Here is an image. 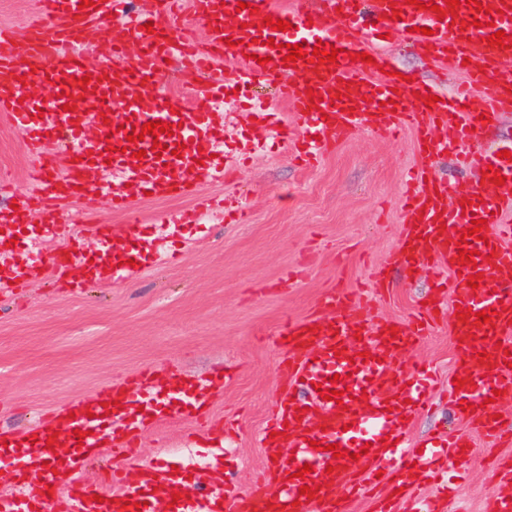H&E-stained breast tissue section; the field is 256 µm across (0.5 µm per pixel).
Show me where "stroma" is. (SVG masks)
Segmentation results:
<instances>
[{"label": "stroma", "mask_w": 512, "mask_h": 512, "mask_svg": "<svg viewBox=\"0 0 512 512\" xmlns=\"http://www.w3.org/2000/svg\"><path fill=\"white\" fill-rule=\"evenodd\" d=\"M384 44L397 72L447 92L461 80L398 35ZM226 110L224 152L246 162L223 194L247 212L248 223L228 224L210 211L198 223H176L214 191L199 175L189 194L142 200L140 271L81 288L43 279L0 297V429L25 432L147 368L162 389L173 380L205 381L211 419L235 418L237 438L219 441L196 422L175 419L144 436L139 457L178 466L193 484L253 490L254 474L267 465L260 433L287 392L277 328L283 317L309 316L329 287L369 292V267L401 244L399 185L418 157L410 137L390 140L365 126L304 169L235 102ZM32 163L23 134L0 120V177L26 193ZM427 296L423 274L398 271L374 296L373 312L407 322ZM453 360L446 319L404 354L405 363L432 366L440 388ZM440 388L429 410L410 419L411 441L437 429L469 434ZM475 444L461 512H484L495 462L512 457V442Z\"/></svg>", "instance_id": "obj_1"}]
</instances>
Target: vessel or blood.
Segmentation results:
<instances>
[{"mask_svg":"<svg viewBox=\"0 0 512 512\" xmlns=\"http://www.w3.org/2000/svg\"><path fill=\"white\" fill-rule=\"evenodd\" d=\"M81 2L40 0L42 18L22 39L0 27V117L24 134L34 159L33 190L19 196L17 209L0 212V229L34 219L42 234L57 235L61 203L96 192L110 196L113 209L134 228L142 222V194H185L190 175L199 171L223 184L227 170L213 158L225 100L216 64L232 60L239 64L238 84L276 87L301 129L288 144L305 161L334 151L364 124L389 138L413 133L420 163L406 181L402 247L370 277L381 288L386 270L426 273L430 302L411 322L396 325L371 316L356 293L330 288L312 316L283 320L277 332L288 353L279 366L282 377L290 388L318 384L322 391L308 401L286 396L278 402L260 438L271 466L259 474L255 491L202 495L170 466L141 467L135 450L148 429L171 419L202 420L209 393L208 387L176 382L168 397H159L152 371L145 370L57 411L50 426L22 436L1 433L0 444L16 466L0 474V512H42L50 497L57 512H155L161 502L166 512H347L340 489L354 495L361 486L377 487L384 470L438 485L441 495L454 497L442 473L467 465L474 449L465 436L437 435L421 452H409L407 421L426 405L434 377L423 365L403 368L402 355L438 312L452 304L471 310V319L451 320L452 373L462 385L448 398L468 404L462 419L476 434L512 439V415L503 411L504 401L512 399V367L505 362L512 350V223L504 218L512 210V159L473 149L512 97V0H481L478 9L464 5L454 18L437 16L445 0H433L431 11L405 0H249L247 10L239 9L238 0H193L189 7L209 26L201 41L183 23L184 0H151L147 9L133 8L132 0H95L87 8ZM395 8L396 19L390 16ZM269 16L288 21L289 30L263 25ZM148 23L153 32L145 31ZM384 29L402 33L449 70H465V79L450 97L426 103L434 87L387 75L391 61L375 48ZM498 29L507 36L506 46L487 42ZM80 38L97 45L95 61L78 52ZM132 44L140 47L133 58L127 53ZM291 44L308 52L334 47L338 59L287 64ZM474 51L480 54L476 65L468 62ZM361 52L370 53V61H358ZM172 62L201 76L191 107L173 100L159 82ZM36 76L47 78L48 100L31 96ZM122 118L127 127H119ZM150 121L170 123L171 133L128 141L133 129ZM158 143L163 153L155 152ZM450 154L465 168L499 169L504 185L490 192L477 182L463 187L438 177L437 161ZM479 219L487 222L485 240L464 237ZM69 221L93 235L94 255L70 243L65 260H46L35 250L22 261H2L1 295L45 272L76 286L124 274L129 255L113 243L111 225L88 223L81 211ZM460 241L476 251L474 265L459 262ZM477 272L482 280L474 289L467 281ZM482 310L490 313L489 322L475 320ZM365 351L370 361H363ZM482 351L487 357L481 362ZM334 389L342 392L341 402L327 400ZM496 390L501 399H493ZM79 430L84 439L76 438ZM332 444L344 449V457L329 452ZM102 446L113 451L110 478L74 488L75 474ZM307 464L312 473H303ZM30 469L41 472V482L17 483V474ZM304 485L315 488V495L301 493ZM485 512H512V459L491 484Z\"/></svg>","mask_w":512,"mask_h":512,"instance_id":"b4317fda","label":"vessel or blood"}]
</instances>
